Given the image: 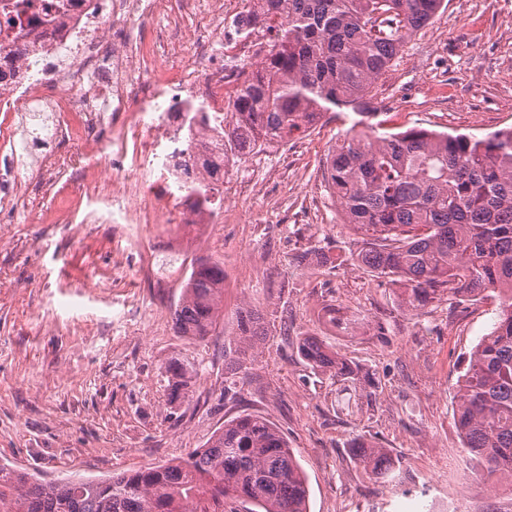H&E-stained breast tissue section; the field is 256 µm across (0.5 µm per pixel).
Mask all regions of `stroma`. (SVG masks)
I'll return each instance as SVG.
<instances>
[{
	"label": "stroma",
	"instance_id": "1",
	"mask_svg": "<svg viewBox=\"0 0 512 512\" xmlns=\"http://www.w3.org/2000/svg\"><path fill=\"white\" fill-rule=\"evenodd\" d=\"M372 100L391 128L512 127V0H445ZM352 119L323 113L286 154L246 160L255 194L219 197L223 223L180 257L167 253L174 226L37 224L58 193L26 195L0 222V467L43 483L105 479L184 458L251 412L287 438L308 479L309 512H512V480L472 460L453 423L455 383L499 298L451 296L410 312L396 285L358 263L362 236L320 175ZM315 249L327 263L296 262ZM206 255L223 261L230 286L215 333L193 340L176 332L173 309L192 258ZM249 306L268 334L236 371L239 312ZM305 335L371 385L307 368L295 348ZM173 357L199 375L171 416L163 366ZM361 437L401 457L399 482L368 477L350 452Z\"/></svg>",
	"mask_w": 512,
	"mask_h": 512
}]
</instances>
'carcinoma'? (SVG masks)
<instances>
[{
  "instance_id": "carcinoma-1",
  "label": "carcinoma",
  "mask_w": 512,
  "mask_h": 512,
  "mask_svg": "<svg viewBox=\"0 0 512 512\" xmlns=\"http://www.w3.org/2000/svg\"><path fill=\"white\" fill-rule=\"evenodd\" d=\"M271 49L224 116V158L246 160L304 136L333 109L357 116L328 153L324 179L346 223L363 235L360 264L402 285L400 305L421 311L449 295L504 293L490 332L455 385L454 424L479 464L512 479V127L483 136L409 127L390 131L370 93L405 41L444 0H257ZM224 263L199 257L174 311L177 333L216 327ZM236 364L264 339L257 309L240 315ZM297 352L311 369L361 382L359 370L316 336ZM168 406L189 398L198 370L164 366ZM354 456L376 480L399 479L401 461L364 439ZM307 477L278 427L256 414L224 422L187 458L106 480L44 484L0 468V512H308Z\"/></svg>"
}]
</instances>
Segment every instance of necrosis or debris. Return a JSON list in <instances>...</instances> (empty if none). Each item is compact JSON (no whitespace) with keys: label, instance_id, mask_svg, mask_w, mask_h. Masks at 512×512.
<instances>
[{"label":"necrosis or debris","instance_id":"1","mask_svg":"<svg viewBox=\"0 0 512 512\" xmlns=\"http://www.w3.org/2000/svg\"><path fill=\"white\" fill-rule=\"evenodd\" d=\"M254 0H0V113L46 120L47 149L0 135V154H30V184L66 167L75 193L98 194L112 224L217 223L192 193L201 159L224 160V112L241 69L268 51ZM172 15V30L152 26ZM196 113L192 131L186 113ZM105 154L85 183L86 159ZM115 192H108V185Z\"/></svg>","mask_w":512,"mask_h":512}]
</instances>
